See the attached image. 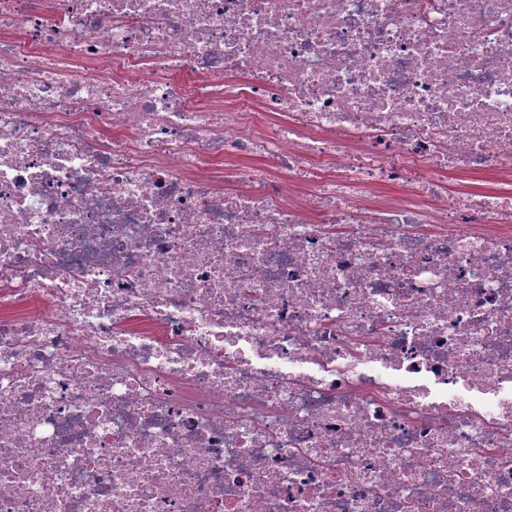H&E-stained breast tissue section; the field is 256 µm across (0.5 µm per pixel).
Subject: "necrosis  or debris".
Segmentation results:
<instances>
[{
    "label": "necrosis or debris",
    "mask_w": 512,
    "mask_h": 512,
    "mask_svg": "<svg viewBox=\"0 0 512 512\" xmlns=\"http://www.w3.org/2000/svg\"><path fill=\"white\" fill-rule=\"evenodd\" d=\"M0 512H512V0H0Z\"/></svg>",
    "instance_id": "obj_1"
}]
</instances>
